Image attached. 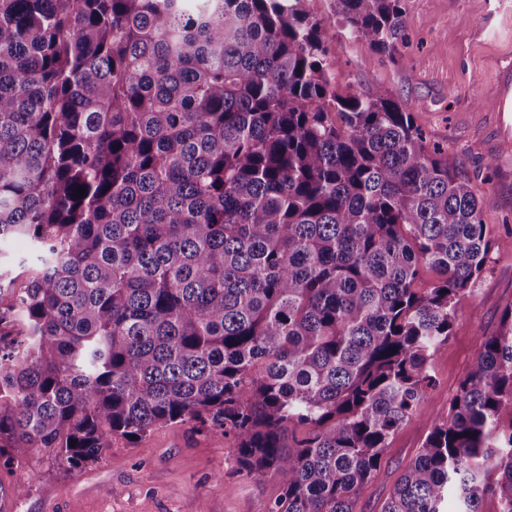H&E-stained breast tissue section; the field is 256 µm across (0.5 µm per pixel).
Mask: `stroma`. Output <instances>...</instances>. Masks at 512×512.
<instances>
[{
	"instance_id": "obj_1",
	"label": "stroma",
	"mask_w": 512,
	"mask_h": 512,
	"mask_svg": "<svg viewBox=\"0 0 512 512\" xmlns=\"http://www.w3.org/2000/svg\"><path fill=\"white\" fill-rule=\"evenodd\" d=\"M304 7L331 44L340 87L386 88L412 112L429 143L456 155L460 174L490 175L483 210L490 260L435 358L436 387L398 429L356 504V512H379L425 436L447 416L472 366L477 334L495 333L512 302V151L499 141L495 119L499 70L512 65V0H407L409 42L394 62L345 39L331 0H304ZM3 478L24 490L15 512H262L280 490L273 476L237 472L222 436L186 425L157 429L132 445L117 442L79 474L35 452L12 469L0 468Z\"/></svg>"
}]
</instances>
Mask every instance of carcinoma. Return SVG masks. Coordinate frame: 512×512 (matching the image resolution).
I'll use <instances>...</instances> for the list:
<instances>
[{"label": "carcinoma", "mask_w": 512, "mask_h": 512, "mask_svg": "<svg viewBox=\"0 0 512 512\" xmlns=\"http://www.w3.org/2000/svg\"><path fill=\"white\" fill-rule=\"evenodd\" d=\"M186 2L0 0V467L189 425L278 479L263 512H355L489 261L486 179L340 88L303 0ZM333 3L396 60L406 0ZM487 500L512 512V302L381 512Z\"/></svg>", "instance_id": "obj_1"}]
</instances>
